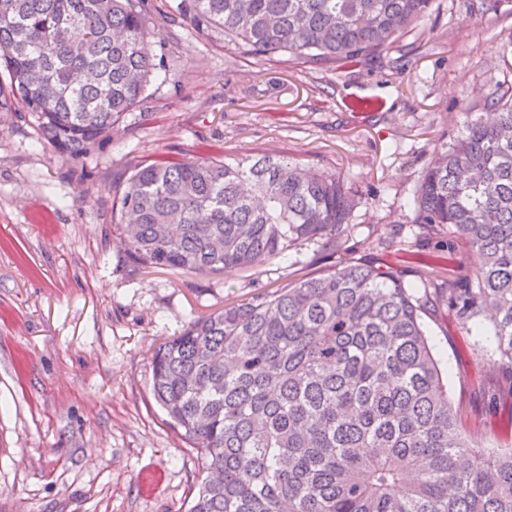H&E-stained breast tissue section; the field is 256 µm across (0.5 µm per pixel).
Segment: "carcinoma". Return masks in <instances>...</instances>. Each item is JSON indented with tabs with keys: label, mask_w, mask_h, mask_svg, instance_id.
<instances>
[{
	"label": "carcinoma",
	"mask_w": 512,
	"mask_h": 512,
	"mask_svg": "<svg viewBox=\"0 0 512 512\" xmlns=\"http://www.w3.org/2000/svg\"><path fill=\"white\" fill-rule=\"evenodd\" d=\"M432 0H181L242 53L337 70L416 50ZM147 0H0V112L20 106L80 157L120 131L157 64ZM396 51L399 56L390 57ZM489 122L432 150L405 207L425 238L465 241L473 268L423 291L348 259L191 320L152 358L154 399L207 476L189 512H512V446L466 436L421 313L441 301L493 337L512 428V85ZM358 202L340 177L221 151L137 166L112 221L136 266L228 276L303 242L338 251Z\"/></svg>",
	"instance_id": "1"
}]
</instances>
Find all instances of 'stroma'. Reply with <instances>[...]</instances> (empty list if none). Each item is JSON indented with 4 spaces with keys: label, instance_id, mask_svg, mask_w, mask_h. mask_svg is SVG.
Instances as JSON below:
<instances>
[{
    "label": "stroma",
    "instance_id": "1",
    "mask_svg": "<svg viewBox=\"0 0 512 512\" xmlns=\"http://www.w3.org/2000/svg\"><path fill=\"white\" fill-rule=\"evenodd\" d=\"M179 0H151L161 67L125 129L83 157L60 153L24 111L0 112V512H188L196 454L152 394L151 355L188 321L326 265L375 257L448 277L444 238L408 221L431 149L512 82V0L490 11L434 0L403 69L336 71L280 54L243 55ZM276 154L341 175L360 200L339 252L305 242L219 277L140 269L112 227V204L143 161ZM423 321L448 370L464 432L512 445L490 403L501 374L491 337L446 305Z\"/></svg>",
    "mask_w": 512,
    "mask_h": 512
}]
</instances>
